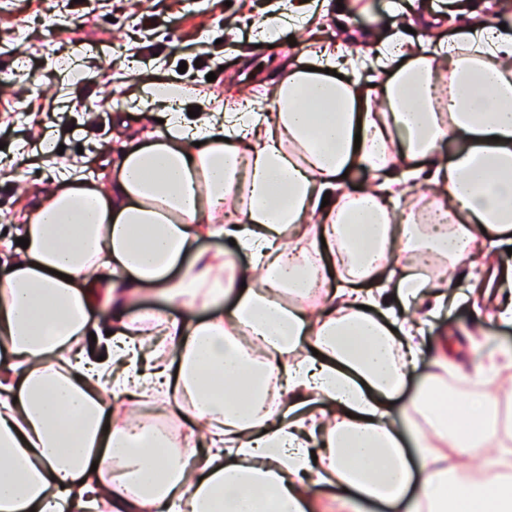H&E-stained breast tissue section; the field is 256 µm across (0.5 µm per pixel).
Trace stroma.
<instances>
[{"label": "stroma", "instance_id": "35a3bbf8", "mask_svg": "<svg viewBox=\"0 0 512 512\" xmlns=\"http://www.w3.org/2000/svg\"><path fill=\"white\" fill-rule=\"evenodd\" d=\"M346 24L334 5L305 0L285 16L282 0H0V232L21 224L41 183L51 175L90 178L81 156L108 141L117 123L141 113L185 112L201 106L223 111L243 89H256L295 58L296 46H358L377 17L387 34L396 0H342ZM283 17L274 44L260 37L264 20ZM214 81H207L208 73ZM183 84L178 102L153 100L158 79ZM455 281L454 300L430 319L424 351L469 370L512 348V327L487 314L484 293Z\"/></svg>", "mask_w": 512, "mask_h": 512}]
</instances>
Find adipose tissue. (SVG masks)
I'll list each match as a JSON object with an SVG mask.
<instances>
[{"mask_svg": "<svg viewBox=\"0 0 512 512\" xmlns=\"http://www.w3.org/2000/svg\"><path fill=\"white\" fill-rule=\"evenodd\" d=\"M447 5L449 38L396 22L301 51L246 120L146 112L103 180L41 185L28 247L0 241V512H512L498 369L454 401L431 357L390 418L423 355L411 305L439 313L512 243V0ZM147 287L166 309L128 316ZM392 298L388 328L372 310ZM149 396L181 441L123 412ZM481 448L485 476L450 465Z\"/></svg>", "mask_w": 512, "mask_h": 512, "instance_id": "adipose-tissue-1", "label": "adipose tissue"}]
</instances>
